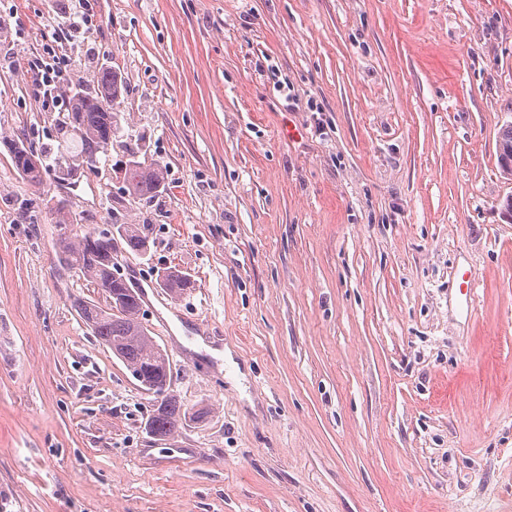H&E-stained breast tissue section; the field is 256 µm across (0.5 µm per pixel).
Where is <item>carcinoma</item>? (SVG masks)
I'll return each instance as SVG.
<instances>
[{
	"instance_id": "obj_1",
	"label": "carcinoma",
	"mask_w": 512,
	"mask_h": 512,
	"mask_svg": "<svg viewBox=\"0 0 512 512\" xmlns=\"http://www.w3.org/2000/svg\"><path fill=\"white\" fill-rule=\"evenodd\" d=\"M126 90L117 71L99 68L96 88L71 94L69 107L56 120L58 154L53 159L59 170L69 163L85 159L101 160L107 156L112 140L122 131L118 108ZM499 162L504 173L512 174V122L498 133ZM14 169L31 183L41 184L49 174L50 151L23 142L10 144ZM37 156L39 166L30 163ZM125 193L132 199L149 201L164 184V172L157 165H146L134 158L125 163ZM49 213L63 228L56 241L58 264L68 271L79 272L97 288L102 300L79 297L73 306L95 339L119 359L146 393L157 394L170 386L171 366L164 350L142 320L138 296L127 280L117 272L115 256L119 253L144 255L149 250V237L143 224H118L114 230L78 233L62 208L53 206ZM163 287L180 297L189 287V280L173 270L165 275ZM209 408L193 412L174 395L157 404L152 403L147 425L157 437H169L187 422L203 421Z\"/></svg>"
}]
</instances>
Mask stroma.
Listing matches in <instances>:
<instances>
[{"instance_id": "stroma-1", "label": "stroma", "mask_w": 512, "mask_h": 512, "mask_svg": "<svg viewBox=\"0 0 512 512\" xmlns=\"http://www.w3.org/2000/svg\"><path fill=\"white\" fill-rule=\"evenodd\" d=\"M56 39L48 95L23 60ZM103 65L107 167L23 179L10 142L53 146ZM507 121L512 0H0V512H512ZM132 155L165 171L151 201L123 192ZM51 199L146 225L127 280L189 277L144 321L205 421L146 432ZM498 157L504 173L512 174V122L504 124L498 133Z\"/></svg>"}]
</instances>
